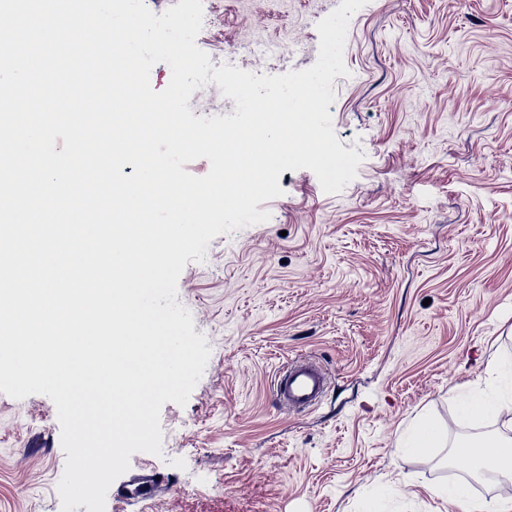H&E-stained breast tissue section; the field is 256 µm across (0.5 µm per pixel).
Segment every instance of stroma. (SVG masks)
<instances>
[{"label":"stroma","mask_w":512,"mask_h":512,"mask_svg":"<svg viewBox=\"0 0 512 512\" xmlns=\"http://www.w3.org/2000/svg\"><path fill=\"white\" fill-rule=\"evenodd\" d=\"M341 0H203L211 63L277 75L311 67L318 21ZM329 105L364 159L343 191L307 169L279 177L268 221L187 262L177 301L211 350L187 404L165 403L163 454L139 452L106 512H448L429 487L468 482L458 447L512 438V417L472 427L462 396L512 363V0H368ZM327 371L320 402L276 400L289 358ZM428 414L443 447L399 451ZM66 455L54 403L0 393V512H61ZM154 471L151 502L124 495Z\"/></svg>","instance_id":"obj_1"}]
</instances>
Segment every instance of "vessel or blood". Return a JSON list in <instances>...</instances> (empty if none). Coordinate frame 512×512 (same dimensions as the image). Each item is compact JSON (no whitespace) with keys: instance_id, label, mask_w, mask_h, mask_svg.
<instances>
[{"instance_id":"b4317fda","label":"vessel or blood","mask_w":512,"mask_h":512,"mask_svg":"<svg viewBox=\"0 0 512 512\" xmlns=\"http://www.w3.org/2000/svg\"><path fill=\"white\" fill-rule=\"evenodd\" d=\"M327 385L324 370L315 362L299 359L283 366L275 383V396L292 410L313 407Z\"/></svg>"}]
</instances>
